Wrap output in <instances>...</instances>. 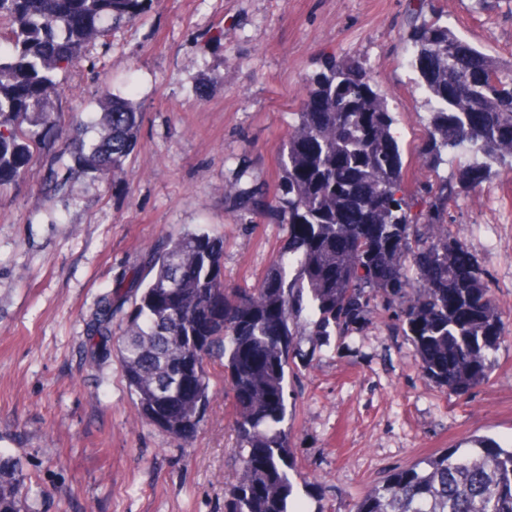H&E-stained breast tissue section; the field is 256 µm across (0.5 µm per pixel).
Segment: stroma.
Wrapping results in <instances>:
<instances>
[{"instance_id":"35a3bbf8","label":"stroma","mask_w":512,"mask_h":512,"mask_svg":"<svg viewBox=\"0 0 512 512\" xmlns=\"http://www.w3.org/2000/svg\"><path fill=\"white\" fill-rule=\"evenodd\" d=\"M426 0L473 44L512 55L507 0ZM416 0H153L116 32L97 78L61 79L60 126L107 94L143 114L111 184L51 197L36 178L0 187V452L28 474L29 512H224L235 468L231 396L189 439L148 423L116 357L88 367L85 321L142 254L198 231L224 240L228 283L251 287L287 225L242 220L224 186L273 184L305 79L328 59L370 64L409 175L425 134V96L409 66ZM448 220L486 272L504 325L487 381L458 396L422 378L414 343L384 313L288 377L292 456L309 477L306 512H349L392 472L448 448L512 443V173L460 187Z\"/></svg>"}]
</instances>
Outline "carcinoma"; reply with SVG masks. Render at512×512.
I'll return each mask as SVG.
<instances>
[{"mask_svg":"<svg viewBox=\"0 0 512 512\" xmlns=\"http://www.w3.org/2000/svg\"><path fill=\"white\" fill-rule=\"evenodd\" d=\"M151 2L0 0V184L30 173L27 162L60 133L69 161L48 168L43 190L69 195L85 178L119 174L142 112L111 96L95 122L60 132V76L83 61L96 68L92 49ZM410 42L428 107L418 146L427 173L408 183L387 94L365 64L331 59L307 78L273 187L224 188L251 218L288 225L258 283L228 284L224 239L188 231L145 254L86 322L90 365L116 355L141 415L175 438L196 431L212 399L206 365L220 361L241 462L224 512H303L288 373L373 312L413 341L422 376L451 393L482 384L494 366L503 322L484 270L447 221L456 183L438 169L463 148L462 184L479 186L492 163L512 172V58L485 53L448 16L420 9ZM461 47L485 74H467ZM128 293L132 308L116 334L112 296ZM27 493L21 460L0 453V512H26ZM350 512H512V446L482 440L432 455L364 491Z\"/></svg>","mask_w":512,"mask_h":512,"instance_id":"1","label":"carcinoma"}]
</instances>
